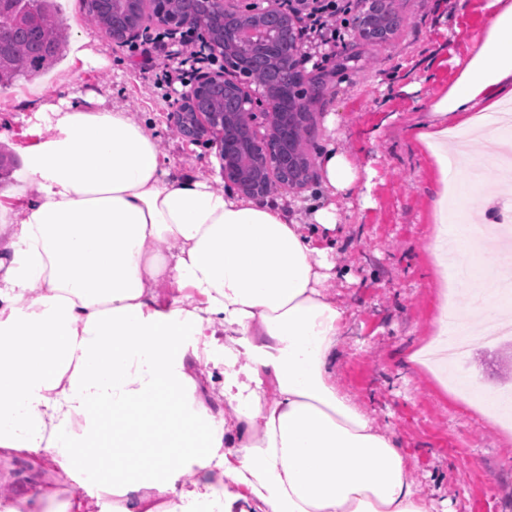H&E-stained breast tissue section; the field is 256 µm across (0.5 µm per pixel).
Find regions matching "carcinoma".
<instances>
[{"label":"carcinoma","instance_id":"carcinoma-1","mask_svg":"<svg viewBox=\"0 0 512 512\" xmlns=\"http://www.w3.org/2000/svg\"><path fill=\"white\" fill-rule=\"evenodd\" d=\"M96 25L112 27V12L99 11L97 0H84ZM371 39L385 40L399 26L397 17L364 12ZM63 34L54 20L53 0H0V85L27 79L52 66Z\"/></svg>","mask_w":512,"mask_h":512}]
</instances>
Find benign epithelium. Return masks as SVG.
Segmentation results:
<instances>
[{
	"label": "benign epithelium",
	"mask_w": 512,
	"mask_h": 512,
	"mask_svg": "<svg viewBox=\"0 0 512 512\" xmlns=\"http://www.w3.org/2000/svg\"><path fill=\"white\" fill-rule=\"evenodd\" d=\"M122 13L104 35L115 43L134 41L147 18L170 34L201 32L215 70L198 71L180 95L170 121L179 134L218 149L224 181L247 197L262 199L272 189L296 188L280 176L288 164L287 144L302 141L300 124L312 98L288 113V99L312 83L298 57L303 30L298 15L275 4L244 10L235 0H203L199 14L172 8V0H120ZM217 17L221 27L206 23Z\"/></svg>",
	"instance_id": "1"
}]
</instances>
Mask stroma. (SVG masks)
<instances>
[{
	"instance_id": "1",
	"label": "stroma",
	"mask_w": 512,
	"mask_h": 512,
	"mask_svg": "<svg viewBox=\"0 0 512 512\" xmlns=\"http://www.w3.org/2000/svg\"><path fill=\"white\" fill-rule=\"evenodd\" d=\"M396 0L401 23L388 40L346 37L334 53L305 62L323 88L311 107L304 147L318 157L335 143L371 168V200L340 199L336 254L350 279L336 283L347 314L334 375L337 388L385 430L404 455L418 493L433 512H512V434L468 394L471 381L494 391L512 389L492 353L472 349L455 377L425 367L413 356L437 335L444 304L470 306L471 282L443 270L432 249L439 226L434 205L443 191L438 166L418 134L426 107L456 78L453 56H467L491 12L488 0ZM57 22L67 35L60 60L29 80L0 88V153L20 160L39 138L41 103L59 104L58 76L88 109L116 102L154 129L168 166L193 167L219 177L216 147L183 138L169 115L183 84L143 71L137 42L112 43L86 18L83 0H58ZM86 41L93 62L71 54ZM0 512H34L40 491L58 500L87 496L51 464L0 456Z\"/></svg>"
}]
</instances>
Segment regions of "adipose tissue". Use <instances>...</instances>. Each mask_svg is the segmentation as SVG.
<instances>
[{
  "label": "adipose tissue",
  "mask_w": 512,
  "mask_h": 512,
  "mask_svg": "<svg viewBox=\"0 0 512 512\" xmlns=\"http://www.w3.org/2000/svg\"><path fill=\"white\" fill-rule=\"evenodd\" d=\"M488 7L418 135L443 171L458 131L506 145L489 118L512 99V0ZM49 111L0 190V451L64 469L111 448L112 512H431L334 382L336 200L368 197L369 169L331 144L314 196L259 201L173 173L121 106Z\"/></svg>",
  "instance_id": "1"
}]
</instances>
